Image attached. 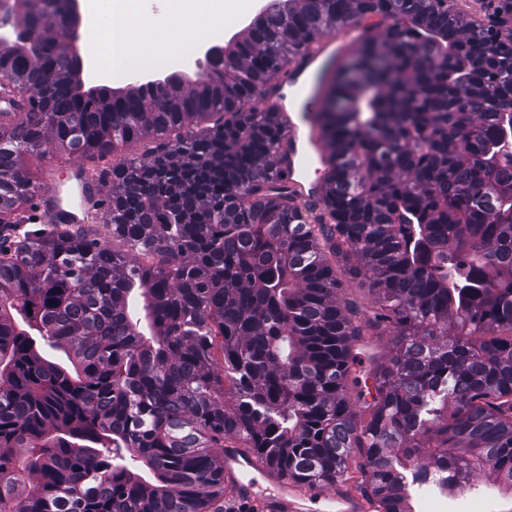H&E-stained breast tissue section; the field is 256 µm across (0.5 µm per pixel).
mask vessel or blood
Instances as JSON below:
<instances>
[{"instance_id":"b4317fda","label":"vessel or blood","mask_w":512,"mask_h":512,"mask_svg":"<svg viewBox=\"0 0 512 512\" xmlns=\"http://www.w3.org/2000/svg\"><path fill=\"white\" fill-rule=\"evenodd\" d=\"M341 50L342 44L337 39H325L322 51L304 54L281 71L278 78L280 93L298 91L305 76L317 69L324 56L340 53ZM288 129L293 134L295 151L282 179L289 188L301 194L319 196L322 183L310 179L309 172L313 159L326 155L327 149L315 137L301 134L296 123H289ZM71 176L74 180L73 200H65L61 187L52 184L39 192L35 203L39 210H51L57 219L81 224L86 219V210L83 205L77 204V197L86 196L88 202L92 203L103 200L107 192L96 184L84 187L80 166H72ZM224 489L253 507L254 512H312L316 507L321 512H371L372 509L366 498L344 486L328 490L320 483L299 484L287 476L272 475L239 448L234 439L224 443Z\"/></svg>"}]
</instances>
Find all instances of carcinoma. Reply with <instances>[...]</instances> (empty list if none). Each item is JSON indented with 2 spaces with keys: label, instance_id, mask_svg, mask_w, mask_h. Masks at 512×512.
<instances>
[{
  "label": "carcinoma",
  "instance_id": "obj_1",
  "mask_svg": "<svg viewBox=\"0 0 512 512\" xmlns=\"http://www.w3.org/2000/svg\"><path fill=\"white\" fill-rule=\"evenodd\" d=\"M70 0L0 23V512H224V439L299 483L358 471L376 512L487 472L512 489V0H283L192 80L84 88ZM323 195L276 175L270 80L324 36ZM41 37L40 50L27 32ZM144 157L102 223L39 235L27 162ZM136 253L116 249L112 239ZM368 283L371 308L343 298ZM392 354L354 351L381 326ZM64 353L68 365L46 351Z\"/></svg>",
  "mask_w": 512,
  "mask_h": 512
}]
</instances>
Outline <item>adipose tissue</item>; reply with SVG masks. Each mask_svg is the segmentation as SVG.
<instances>
[{
    "label": "adipose tissue",
    "mask_w": 512,
    "mask_h": 512,
    "mask_svg": "<svg viewBox=\"0 0 512 512\" xmlns=\"http://www.w3.org/2000/svg\"><path fill=\"white\" fill-rule=\"evenodd\" d=\"M248 0H139L135 29L121 22L117 0H96L112 36L118 71L135 72L181 53L199 38H212L229 16L244 12Z\"/></svg>",
    "instance_id": "ef3b65f1"
}]
</instances>
